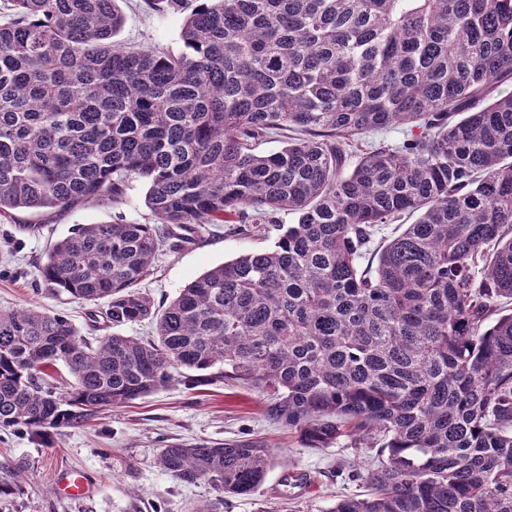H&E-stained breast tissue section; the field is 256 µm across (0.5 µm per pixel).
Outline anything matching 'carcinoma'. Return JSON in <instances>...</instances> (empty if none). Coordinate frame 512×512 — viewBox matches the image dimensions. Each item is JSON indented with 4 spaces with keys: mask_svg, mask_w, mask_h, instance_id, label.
<instances>
[{
    "mask_svg": "<svg viewBox=\"0 0 512 512\" xmlns=\"http://www.w3.org/2000/svg\"><path fill=\"white\" fill-rule=\"evenodd\" d=\"M3 9L0 217L118 207L138 178L155 223L83 224L40 267L152 337L0 311L1 428L43 438L190 370L261 390L308 448L371 441L369 493L329 512H512V0H193L177 54L114 42L118 0ZM396 124L399 143L359 139ZM281 211L271 248L164 309L137 288L199 225L262 234ZM60 363L73 383L46 379ZM271 461L241 442L155 464L221 502Z\"/></svg>",
    "mask_w": 512,
    "mask_h": 512,
    "instance_id": "cac0c4a2",
    "label": "carcinoma"
}]
</instances>
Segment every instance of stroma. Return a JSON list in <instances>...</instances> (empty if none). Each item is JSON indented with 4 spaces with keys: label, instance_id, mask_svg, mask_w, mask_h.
<instances>
[{
    "label": "stroma",
    "instance_id": "obj_1",
    "mask_svg": "<svg viewBox=\"0 0 512 512\" xmlns=\"http://www.w3.org/2000/svg\"><path fill=\"white\" fill-rule=\"evenodd\" d=\"M125 23L117 42L139 47L181 49L179 11L154 12L144 0H122ZM146 182L133 181L124 205L111 209L89 204L58 218L33 211L14 222L0 221V310L35 305L66 316L81 336L111 334L104 306L51 295L39 272L52 245L78 225L126 222L149 224ZM40 225L38 234L23 232ZM274 234H229L206 225L194 243L161 250L155 270L139 284L154 303L169 302L209 269L240 255L270 248ZM258 389L235 382L193 387L177 383L92 416L83 426L62 427L51 442H37L27 431H0V463L17 466L9 496L15 512H188L212 498L206 484L178 482L154 463L159 449L188 443L258 441L275 454L264 483L251 495L231 497L217 512H329L337 496L360 495L365 483L350 479L354 466L366 461L367 445L344 440L326 449L306 448L295 434L269 420ZM88 474L91 498L82 503L59 499L54 478L61 468Z\"/></svg>",
    "mask_w": 512,
    "mask_h": 512
}]
</instances>
